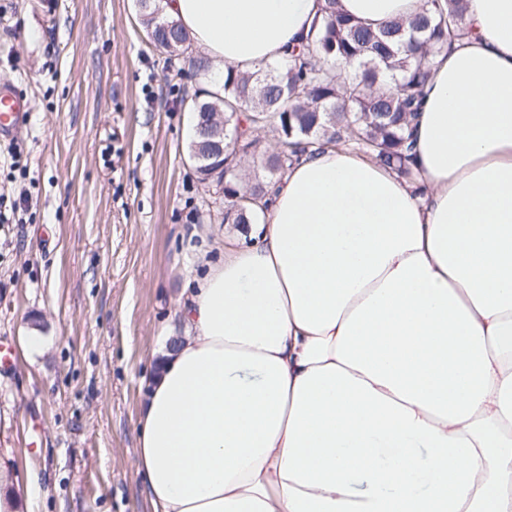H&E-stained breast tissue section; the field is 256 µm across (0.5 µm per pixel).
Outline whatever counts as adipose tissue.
Returning <instances> with one entry per match:
<instances>
[{"instance_id": "obj_1", "label": "adipose tissue", "mask_w": 512, "mask_h": 512, "mask_svg": "<svg viewBox=\"0 0 512 512\" xmlns=\"http://www.w3.org/2000/svg\"><path fill=\"white\" fill-rule=\"evenodd\" d=\"M425 0H339L373 28ZM212 63H281L326 0H164ZM414 179L329 146L180 296L136 468L152 512H512V0H464Z\"/></svg>"}]
</instances>
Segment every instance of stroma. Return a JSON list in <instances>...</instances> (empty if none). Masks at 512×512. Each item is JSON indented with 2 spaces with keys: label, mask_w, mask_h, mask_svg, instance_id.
<instances>
[{
  "label": "stroma",
  "mask_w": 512,
  "mask_h": 512,
  "mask_svg": "<svg viewBox=\"0 0 512 512\" xmlns=\"http://www.w3.org/2000/svg\"><path fill=\"white\" fill-rule=\"evenodd\" d=\"M0 79L33 103L0 143V457L31 512H151L134 459L199 271L181 230L206 226L213 261L224 237L192 114L135 0H0Z\"/></svg>",
  "instance_id": "35a3bbf8"
}]
</instances>
